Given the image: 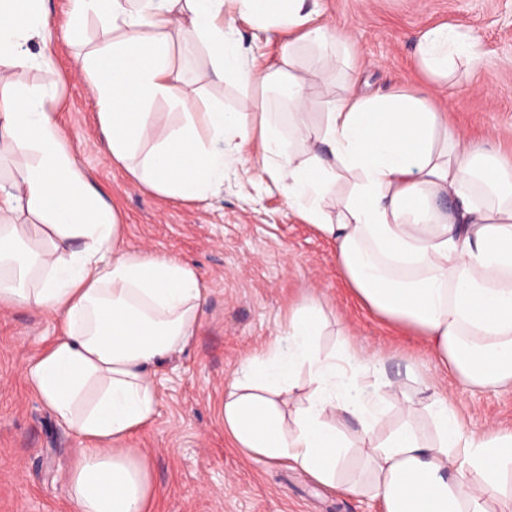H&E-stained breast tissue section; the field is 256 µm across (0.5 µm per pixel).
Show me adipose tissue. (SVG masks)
Segmentation results:
<instances>
[{"label":"adipose tissue","instance_id":"adipose-tissue-1","mask_svg":"<svg viewBox=\"0 0 512 512\" xmlns=\"http://www.w3.org/2000/svg\"><path fill=\"white\" fill-rule=\"evenodd\" d=\"M66 35L96 17L116 37L81 64L106 157L168 198L207 200L224 185L225 142L258 140L262 172L288 206L336 246V261L364 308L413 330L461 384L512 390V158L466 144L427 98L345 93L319 123L308 112L310 70L296 43L348 49L347 36L321 24L320 0H234L256 29L294 35L278 65L258 62L224 18V0H69ZM51 24L50 0H0V136L15 159L0 185V306H29L59 333L27 369L56 420L79 440L69 473L71 512H154L143 456L123 440L156 415L151 368L182 353L199 330L207 296L198 272L177 259L122 247L117 211L93 185L51 108L55 87L17 85L11 74L50 65L32 51ZM203 45L217 78L247 88L288 87V132L250 122L243 98L227 110H189L172 63L178 42ZM482 60L467 33L421 31L413 62L428 88L451 84L458 64ZM164 99L184 106L182 122L153 112ZM154 145L146 155L145 140ZM348 181V193L332 190ZM447 197V209L434 201ZM36 216L32 241L20 211ZM322 301L290 307L275 341L245 358L224 394L232 447L266 461L292 462L316 483L380 502L383 512H512V430H465L447 397L424 405L435 435L425 438L380 354L352 343L322 352ZM308 375L311 391L292 415L281 405ZM403 421L375 429L391 403ZM351 417L364 443L366 476L343 479L354 451L339 423Z\"/></svg>","mask_w":512,"mask_h":512}]
</instances>
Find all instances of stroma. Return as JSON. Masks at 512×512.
<instances>
[{
  "instance_id": "stroma-1",
  "label": "stroma",
  "mask_w": 512,
  "mask_h": 512,
  "mask_svg": "<svg viewBox=\"0 0 512 512\" xmlns=\"http://www.w3.org/2000/svg\"><path fill=\"white\" fill-rule=\"evenodd\" d=\"M55 34L50 67L17 71L26 86L56 85L52 107L68 143L94 185L120 214L128 251L171 256L199 271L207 293L200 328L186 350L157 366L155 418L126 440L150 466L155 512H380L376 500L318 486L302 472L254 460L232 448L219 405L249 355L269 346L289 307L322 299L329 326L323 349L344 338L385 356L380 375L399 386L431 432L422 407L432 391L448 393L469 430L512 427V392L473 391L439 372L421 337L389 325L352 296L333 244L300 219L280 189L261 177L254 145H243L223 188L206 201L175 200L113 167L99 139L81 57L107 37L89 20L79 43L62 35L69 0H51ZM321 21L351 37L350 56L302 46L300 64L313 71L309 109L345 90L417 94L423 77L412 66L415 36L447 24L479 39L480 67L459 71L432 104L465 140L512 155V0H321ZM174 64L195 105L236 106L250 95L280 131L288 129L283 85L245 90L212 72L202 45L179 46ZM331 80H324V73ZM52 320L30 307H0V512H70L68 476L80 446L31 390L26 370L53 336Z\"/></svg>"
}]
</instances>
